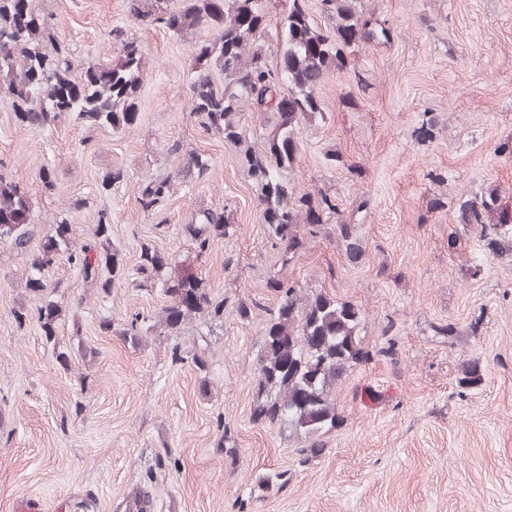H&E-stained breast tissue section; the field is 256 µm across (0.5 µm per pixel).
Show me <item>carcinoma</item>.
Masks as SVG:
<instances>
[{"mask_svg": "<svg viewBox=\"0 0 512 512\" xmlns=\"http://www.w3.org/2000/svg\"><path fill=\"white\" fill-rule=\"evenodd\" d=\"M267 2L181 0L177 8H162L145 17L173 35L199 27L211 31L210 39L192 53L191 111L203 127L241 148L260 191L265 227L280 242L281 260L287 263L306 235L325 230L336 203L327 195L315 205L306 193L293 196L277 168L296 152L301 125L322 114L319 89L329 72L343 67L359 46L390 41L391 31L364 16L357 0H319L322 24L314 20L308 0H288V9L274 25L280 60L271 67L260 49L249 52L272 26ZM110 35L118 59L89 61L76 71L69 51L54 44L48 16L36 11L30 0H0V92L8 94L22 127L30 129L35 123L44 129L66 116L113 129L136 123L141 54L127 31L116 29ZM215 69L224 74L221 89L214 85ZM246 99L268 114L269 134L260 152L252 150L246 132L231 120ZM170 191L167 180L149 182L139 187V203L148 211ZM459 210L462 221L472 225L492 252L512 251V223L498 196L463 198ZM32 221L29 191L0 174V243L31 253L24 288L34 294L45 292L46 274L64 258L100 293H111L122 265L106 217H99L93 241L81 246L74 242L72 224L59 219L34 251ZM224 223V209L205 210L185 225V235L203 252L210 232L224 234ZM140 258L144 273L179 266L175 256L152 244L142 245ZM163 287L170 303L160 324L170 330L192 316L217 317L224 308V302L216 301L189 273H174ZM270 287L278 293L279 303L270 312L261 341L256 379L261 400L254 416L316 438L338 424L330 398L337 378L351 363L369 355L359 336L361 317L348 302L321 294L300 297L293 283L276 280ZM60 316L53 301L40 307L38 324L46 339L57 336Z\"/></svg>", "mask_w": 512, "mask_h": 512, "instance_id": "carcinoma-1", "label": "carcinoma"}]
</instances>
